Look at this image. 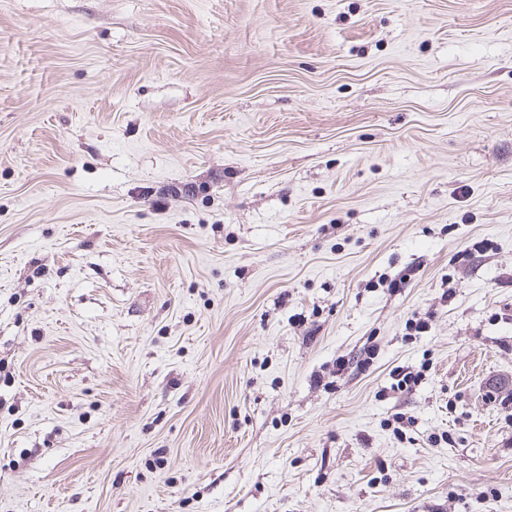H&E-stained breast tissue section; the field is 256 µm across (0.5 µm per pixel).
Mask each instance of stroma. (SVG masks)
<instances>
[{
	"label": "stroma",
	"mask_w": 512,
	"mask_h": 512,
	"mask_svg": "<svg viewBox=\"0 0 512 512\" xmlns=\"http://www.w3.org/2000/svg\"><path fill=\"white\" fill-rule=\"evenodd\" d=\"M0 512H512V0H0Z\"/></svg>",
	"instance_id": "stroma-1"
}]
</instances>
